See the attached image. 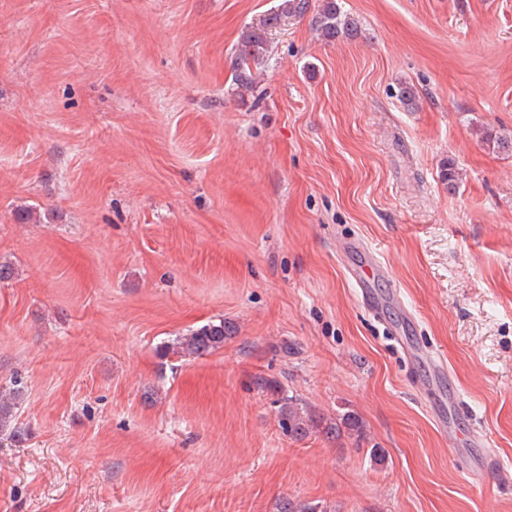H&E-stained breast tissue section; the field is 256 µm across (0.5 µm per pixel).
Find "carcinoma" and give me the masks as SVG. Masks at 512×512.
I'll use <instances>...</instances> for the list:
<instances>
[{
    "label": "carcinoma",
    "instance_id": "carcinoma-1",
    "mask_svg": "<svg viewBox=\"0 0 512 512\" xmlns=\"http://www.w3.org/2000/svg\"><path fill=\"white\" fill-rule=\"evenodd\" d=\"M307 9V0H281L276 11L266 18V24L275 27L286 18L301 14ZM312 27L322 39L328 43L339 39L352 40L359 34L358 21L342 11L339 0H320V4L312 18ZM266 52V40L262 34L250 31L244 35L238 53L237 73L235 80L240 86L248 89L251 80L246 74L250 62L262 59ZM484 142L494 150H512V135H497L490 130L484 131ZM232 339L231 326L224 321L209 323L183 336H177L172 342L161 347L162 355H176L181 358H195L224 348V343ZM255 384L275 397L278 407L279 424L296 441L303 440L313 434L324 436L336 442V446H344V439L360 440L364 437L363 423L358 416L345 412L334 418L328 417L311 405L293 395H288L280 384L264 377H258ZM19 390L12 389L10 396L0 397V439L16 436L12 427L16 400ZM279 512H323L317 504L292 501L285 498L280 503Z\"/></svg>",
    "mask_w": 512,
    "mask_h": 512
}]
</instances>
